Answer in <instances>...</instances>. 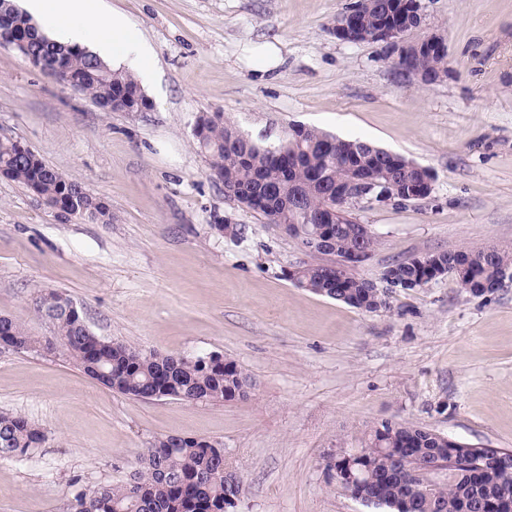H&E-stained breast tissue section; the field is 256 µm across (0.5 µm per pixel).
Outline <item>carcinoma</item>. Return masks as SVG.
I'll list each match as a JSON object with an SVG mask.
<instances>
[{"mask_svg": "<svg viewBox=\"0 0 512 512\" xmlns=\"http://www.w3.org/2000/svg\"><path fill=\"white\" fill-rule=\"evenodd\" d=\"M362 19L369 30L397 21L392 0ZM16 25L0 33V45L26 41L24 55L61 59L65 71L48 75L88 94L108 112H143L151 103L134 77L84 47L56 43L32 18L17 12ZM419 70L448 76V56L423 52L414 58ZM195 136L209 158L211 174L224 195L260 214L298 240L303 251L319 260L304 261L286 273L296 287L375 312L386 307V291L354 272L353 250L368 259L378 240L351 217L356 198H336V191L358 177L367 182L391 181L397 202L424 199L432 192L433 175L423 166L373 143L343 139L306 126H294L276 146L242 140L234 126L215 112L199 118ZM0 175L9 178L52 209L101 224L112 223V211L98 197L11 138H0ZM313 212L319 223L301 224L294 206ZM323 230L322 241L312 238ZM512 274V249L496 246L448 248L416 255L388 267V288L413 290L449 275L459 288L479 297L485 288L502 287ZM73 300L53 289L40 292L36 312L52 320L57 336L67 341L65 355L85 374L117 392L137 398L171 397L186 402L222 403L243 400L252 388L238 365L220 353L163 354L96 335ZM0 346L32 350L42 341L10 317L0 321ZM45 440L44 430L27 417L0 411V460H14ZM139 467L122 483L102 484L78 493L70 512H225L230 498L240 497L242 483L224 466V446L206 437L163 435L138 457ZM448 471V481L433 484L425 468ZM326 469L351 496L367 495L370 504L387 512H512V454L503 462L470 450V445L425 426L385 422L372 429L356 454L327 458Z\"/></svg>", "mask_w": 512, "mask_h": 512, "instance_id": "obj_1", "label": "carcinoma"}]
</instances>
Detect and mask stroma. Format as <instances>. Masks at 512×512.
Instances as JSON below:
<instances>
[{"mask_svg":"<svg viewBox=\"0 0 512 512\" xmlns=\"http://www.w3.org/2000/svg\"><path fill=\"white\" fill-rule=\"evenodd\" d=\"M351 0H105L144 31L161 97L107 112L0 47V138L20 141L112 209L65 217L0 177V316L50 342L41 290L68 294L100 336L161 353L224 354L248 399L142 401L113 391L61 348L0 347V411L47 438L0 461V512H68L74 496L126 480L164 434L223 442L243 482L236 512H378L345 493L329 454L359 448L386 421L512 449V283L474 297L442 276L392 290L375 312L295 287L293 237L225 197L194 137L223 113L245 137L278 144L295 125L361 139L434 175L428 198L359 204L378 245L356 272L454 247L512 248V0H420L423 33L448 40V75L401 74L380 43L336 39ZM281 43L271 74L241 51ZM240 224L242 236H218Z\"/></svg>","mask_w":512,"mask_h":512,"instance_id":"obj_1","label":"stroma"}]
</instances>
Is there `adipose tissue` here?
I'll return each instance as SVG.
<instances>
[{"label": "adipose tissue", "instance_id": "obj_1", "mask_svg": "<svg viewBox=\"0 0 512 512\" xmlns=\"http://www.w3.org/2000/svg\"><path fill=\"white\" fill-rule=\"evenodd\" d=\"M26 9L51 40L89 47L113 68L136 72L141 86L154 85L153 46L120 12L104 14L103 0H27Z\"/></svg>", "mask_w": 512, "mask_h": 512}]
</instances>
